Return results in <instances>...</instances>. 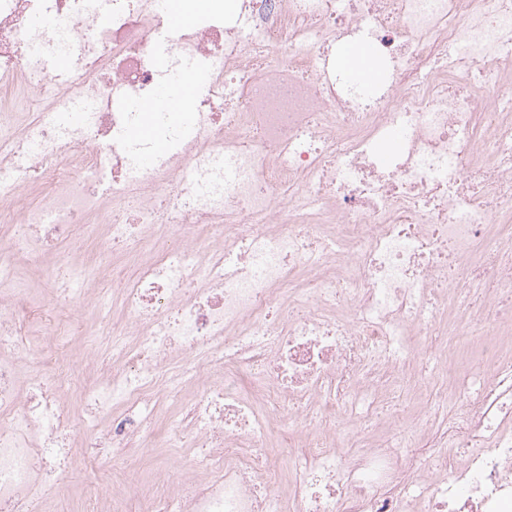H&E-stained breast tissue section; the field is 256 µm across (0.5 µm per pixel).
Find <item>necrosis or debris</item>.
Wrapping results in <instances>:
<instances>
[{
	"label": "necrosis or debris",
	"mask_w": 512,
	"mask_h": 512,
	"mask_svg": "<svg viewBox=\"0 0 512 512\" xmlns=\"http://www.w3.org/2000/svg\"><path fill=\"white\" fill-rule=\"evenodd\" d=\"M167 24L0 0V512L158 442L193 454L85 512H512V0H235L160 71ZM353 41L376 85L337 68ZM197 59L193 133L151 113L139 166L141 105ZM49 256L43 309L16 269ZM109 302L99 354L76 320Z\"/></svg>",
	"instance_id": "1"
}]
</instances>
